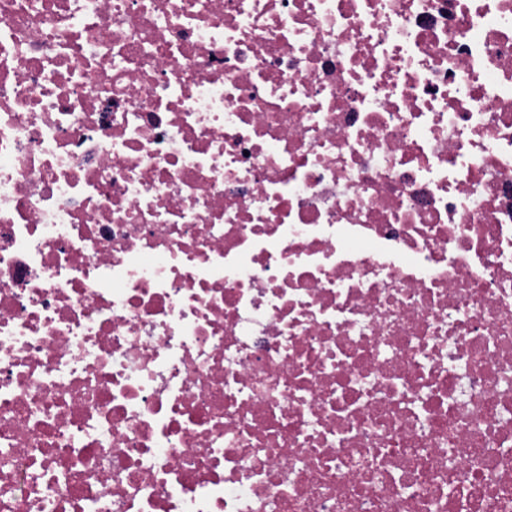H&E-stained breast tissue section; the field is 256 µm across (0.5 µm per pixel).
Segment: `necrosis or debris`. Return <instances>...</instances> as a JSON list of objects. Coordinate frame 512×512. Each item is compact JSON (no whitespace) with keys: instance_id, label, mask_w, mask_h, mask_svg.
Masks as SVG:
<instances>
[{"instance_id":"necrosis-or-debris-1","label":"necrosis or debris","mask_w":512,"mask_h":512,"mask_svg":"<svg viewBox=\"0 0 512 512\" xmlns=\"http://www.w3.org/2000/svg\"><path fill=\"white\" fill-rule=\"evenodd\" d=\"M0 512H512V0H0Z\"/></svg>"}]
</instances>
